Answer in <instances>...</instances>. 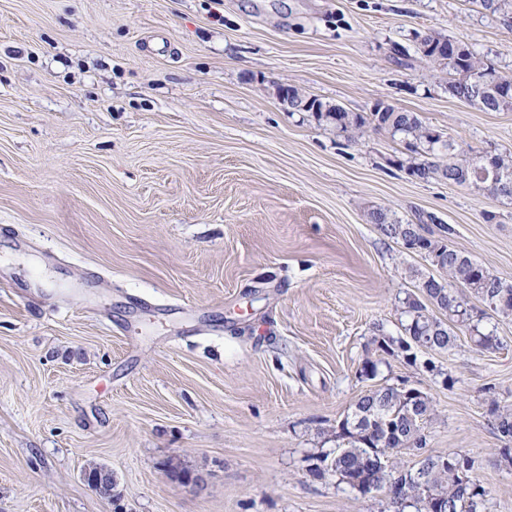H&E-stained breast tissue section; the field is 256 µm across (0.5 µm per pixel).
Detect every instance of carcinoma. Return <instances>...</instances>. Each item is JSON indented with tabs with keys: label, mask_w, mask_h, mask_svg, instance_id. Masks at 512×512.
Here are the masks:
<instances>
[{
	"label": "carcinoma",
	"mask_w": 512,
	"mask_h": 512,
	"mask_svg": "<svg viewBox=\"0 0 512 512\" xmlns=\"http://www.w3.org/2000/svg\"><path fill=\"white\" fill-rule=\"evenodd\" d=\"M418 51L428 61L448 69V92L467 99L462 75L478 68L498 77L484 97L480 108L491 112L512 111V78L498 74L468 45L439 37L433 33L416 34ZM291 112H310L317 120H325L341 132L372 128L384 130L399 137L410 152L409 164H399L406 173L419 180L442 179L478 191L485 190L478 171L490 161L508 173L503 185L493 191L496 196L512 201V156L495 154L489 157L470 149L459 151L451 136H442L426 126L413 112H402L388 107L383 112L367 116L348 112L342 106L324 102L315 95L297 92ZM370 223L383 234L402 240L405 245L428 257L444 279L422 277L411 272L418 281L417 288L426 295L430 305L447 316L443 320L431 314L427 305L412 298L406 302L408 320L405 337L398 347L407 353V359L416 361L419 349L448 350L457 343V330L464 327L476 333L477 345L483 349L497 346L491 334L479 330L480 319L474 318L468 302L458 293L463 289L490 309L503 315H512V283L491 274L482 265L448 245L444 237H435L424 221L414 224L402 222L390 210L376 208L368 214ZM432 412L430 398L419 393L407 396L404 391L386 387L368 392L355 403L351 414L336 428L339 448L331 458L329 471L347 485L365 493L373 488L390 489L401 485L407 490L402 512H431L430 497L441 496L454 512H481L486 490L480 481L469 476L474 460L464 452L445 456H428L419 461L416 470H401L394 463L409 437L422 431V425ZM490 415L494 429L512 437V408L500 407L492 401ZM400 425L401 436H391L389 448L378 447V439Z\"/></svg>",
	"instance_id": "obj_1"
}]
</instances>
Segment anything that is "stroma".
I'll use <instances>...</instances> for the list:
<instances>
[{
    "mask_svg": "<svg viewBox=\"0 0 512 512\" xmlns=\"http://www.w3.org/2000/svg\"><path fill=\"white\" fill-rule=\"evenodd\" d=\"M422 31L512 76V17L468 0H0V512H384L313 474L383 387L426 393V453H468L485 512H512L488 413L512 404V315L480 322L495 350L463 332L414 364L385 354L410 269H436L368 219L434 216L510 281L512 202L417 180L389 133L274 93L389 105L512 155V111L452 97Z\"/></svg>",
    "mask_w": 512,
    "mask_h": 512,
    "instance_id": "1",
    "label": "stroma"
}]
</instances>
